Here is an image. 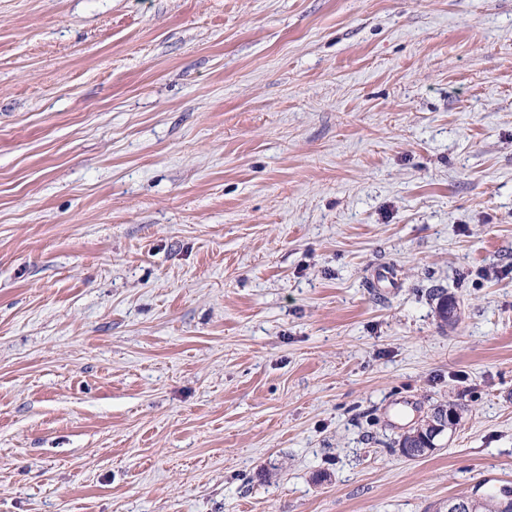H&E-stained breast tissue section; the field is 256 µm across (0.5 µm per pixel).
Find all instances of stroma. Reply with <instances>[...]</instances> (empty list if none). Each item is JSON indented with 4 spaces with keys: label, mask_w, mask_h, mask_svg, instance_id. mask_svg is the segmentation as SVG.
<instances>
[{
    "label": "stroma",
    "mask_w": 512,
    "mask_h": 512,
    "mask_svg": "<svg viewBox=\"0 0 512 512\" xmlns=\"http://www.w3.org/2000/svg\"><path fill=\"white\" fill-rule=\"evenodd\" d=\"M508 488L512 0H0V512ZM448 411V416L455 417L459 419V412L460 407L458 404L450 403L447 404H438L434 405L433 408L430 409V412H427L425 416H422L423 419L421 420L418 425L413 426L406 432L400 435L399 439L396 440L395 447L405 449V448H421L425 446V438L429 436L428 429H426V421L430 417V414L434 413H440L443 410ZM448 416H442L440 419H438V422H429L430 427H434V430L432 431V435L428 440V446L432 448L433 450L437 448L436 445L433 444V440L438 435H443L445 432L450 431L451 433L456 429V424L448 421Z\"/></svg>",
    "instance_id": "35a3bbf8"
}]
</instances>
